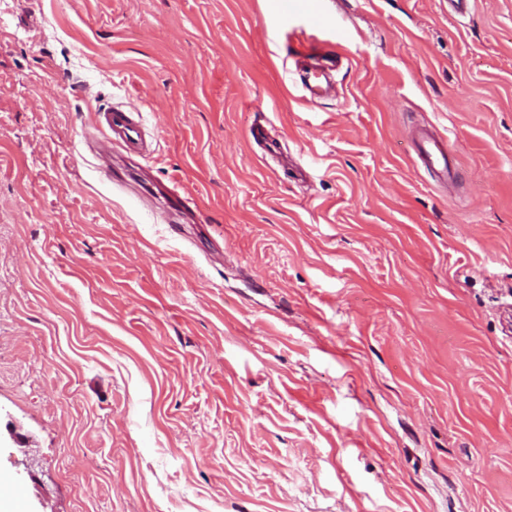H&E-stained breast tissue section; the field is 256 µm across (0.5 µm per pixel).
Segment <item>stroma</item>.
<instances>
[{"label":"stroma","mask_w":512,"mask_h":512,"mask_svg":"<svg viewBox=\"0 0 512 512\" xmlns=\"http://www.w3.org/2000/svg\"><path fill=\"white\" fill-rule=\"evenodd\" d=\"M111 104L145 148L107 179ZM508 304L512 0H0L27 512H512ZM417 155L425 169L449 185L456 184L459 173L450 159L449 143L436 132L421 130L414 138Z\"/></svg>","instance_id":"stroma-1"}]
</instances>
